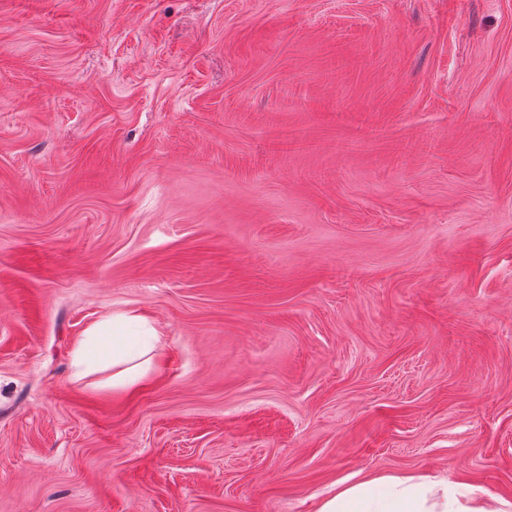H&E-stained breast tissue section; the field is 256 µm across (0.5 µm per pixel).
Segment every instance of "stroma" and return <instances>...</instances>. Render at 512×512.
Masks as SVG:
<instances>
[{
    "label": "stroma",
    "mask_w": 512,
    "mask_h": 512,
    "mask_svg": "<svg viewBox=\"0 0 512 512\" xmlns=\"http://www.w3.org/2000/svg\"><path fill=\"white\" fill-rule=\"evenodd\" d=\"M397 473L512 499V0H0V512ZM158 330L140 315L119 313L90 326L73 350L76 376L112 366V390L139 386L153 368Z\"/></svg>",
    "instance_id": "obj_1"
}]
</instances>
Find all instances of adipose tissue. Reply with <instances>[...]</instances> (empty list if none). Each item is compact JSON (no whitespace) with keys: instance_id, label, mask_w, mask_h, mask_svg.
<instances>
[{"instance_id":"1","label":"adipose tissue","mask_w":512,"mask_h":512,"mask_svg":"<svg viewBox=\"0 0 512 512\" xmlns=\"http://www.w3.org/2000/svg\"><path fill=\"white\" fill-rule=\"evenodd\" d=\"M159 339L158 330L140 315H113L90 326L75 344L76 374L108 367L113 390L136 388L151 372ZM318 512H512V500L442 477L384 475L337 489Z\"/></svg>"}]
</instances>
